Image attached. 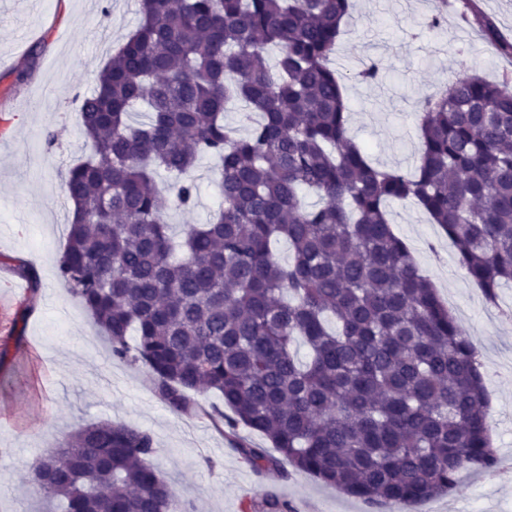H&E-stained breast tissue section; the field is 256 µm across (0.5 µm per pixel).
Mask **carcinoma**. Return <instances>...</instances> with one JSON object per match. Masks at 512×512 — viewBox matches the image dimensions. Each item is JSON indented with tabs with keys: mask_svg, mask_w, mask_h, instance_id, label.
<instances>
[{
	"mask_svg": "<svg viewBox=\"0 0 512 512\" xmlns=\"http://www.w3.org/2000/svg\"><path fill=\"white\" fill-rule=\"evenodd\" d=\"M350 9L139 0V24L82 99L94 153L63 183L75 210L58 274L172 412L201 411L200 390L223 398L229 413L210 417L254 471H305L392 512L496 464L478 351L389 205L425 211L489 299L512 283V81L466 76L424 98L419 164L376 167L348 136L333 67ZM232 103L259 115L242 135L224 122ZM206 157L221 206L177 243L169 210L195 208L183 175ZM280 239L286 263L272 251ZM241 425L273 449L240 438ZM155 452L149 432L109 420L32 474L60 512H191ZM243 510L290 507L267 495Z\"/></svg>",
	"mask_w": 512,
	"mask_h": 512,
	"instance_id": "cac0c4a2",
	"label": "carcinoma"
}]
</instances>
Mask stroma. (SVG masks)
<instances>
[{
    "mask_svg": "<svg viewBox=\"0 0 512 512\" xmlns=\"http://www.w3.org/2000/svg\"><path fill=\"white\" fill-rule=\"evenodd\" d=\"M435 0H352L336 46L344 74L349 134L373 165L413 170L420 152L417 106L464 72L512 78V56L485 37L482 22L512 41V0H448L442 28L421 22ZM140 20L138 0H0V287L23 283L33 268L38 291L0 303V512H50L31 470L46 451L82 427L122 421L149 431L153 465L193 512H242L268 492L292 512H371L360 500L308 473L256 476L204 413L175 414L158 399L151 373L112 358L104 332L57 276L69 209L62 180L91 152L79 106L124 37ZM380 60L384 80L358 81ZM210 160L191 175L197 206L170 215L173 232L202 224L221 203ZM394 232L411 249L441 299L465 314L458 324L479 352L497 464L458 490L415 504L413 512H512V288L488 301L458 263L442 229L409 201L394 203Z\"/></svg>",
    "mask_w": 512,
    "mask_h": 512,
    "instance_id": "1",
    "label": "stroma"
}]
</instances>
